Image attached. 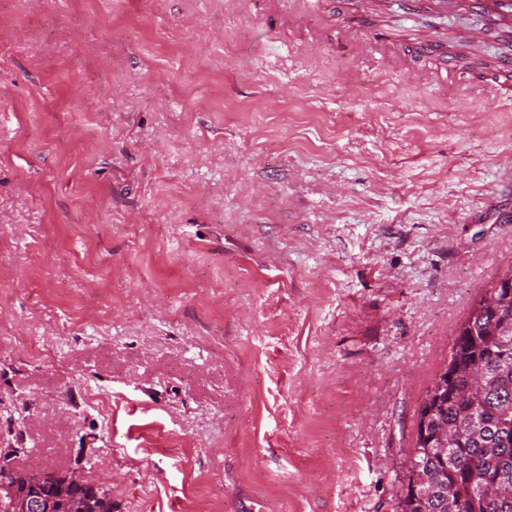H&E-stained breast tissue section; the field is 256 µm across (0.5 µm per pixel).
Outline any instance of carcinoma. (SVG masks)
I'll list each match as a JSON object with an SVG mask.
<instances>
[{
    "label": "carcinoma",
    "mask_w": 512,
    "mask_h": 512,
    "mask_svg": "<svg viewBox=\"0 0 512 512\" xmlns=\"http://www.w3.org/2000/svg\"><path fill=\"white\" fill-rule=\"evenodd\" d=\"M512 267L485 289L460 324L443 371L444 386L427 409L430 436L448 441L427 448L416 435L407 471L423 491L402 512H512ZM10 458L0 459V512H17L25 485L14 482ZM53 512H112V496L75 473H50L41 487Z\"/></svg>",
    "instance_id": "1"
}]
</instances>
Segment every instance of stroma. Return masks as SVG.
I'll return each mask as SVG.
<instances>
[{"instance_id":"obj_1","label":"stroma","mask_w":512,"mask_h":512,"mask_svg":"<svg viewBox=\"0 0 512 512\" xmlns=\"http://www.w3.org/2000/svg\"><path fill=\"white\" fill-rule=\"evenodd\" d=\"M0 0V455L112 512H392L458 325L512 265L499 91L339 49L498 35L336 0Z\"/></svg>"}]
</instances>
